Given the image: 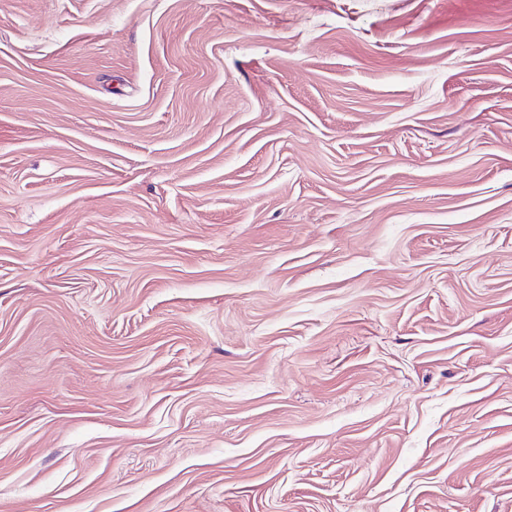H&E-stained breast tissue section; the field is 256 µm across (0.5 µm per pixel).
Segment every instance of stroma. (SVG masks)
Instances as JSON below:
<instances>
[{
	"instance_id": "35a3bbf8",
	"label": "stroma",
	"mask_w": 512,
	"mask_h": 512,
	"mask_svg": "<svg viewBox=\"0 0 512 512\" xmlns=\"http://www.w3.org/2000/svg\"><path fill=\"white\" fill-rule=\"evenodd\" d=\"M0 512H512V0H0Z\"/></svg>"
}]
</instances>
